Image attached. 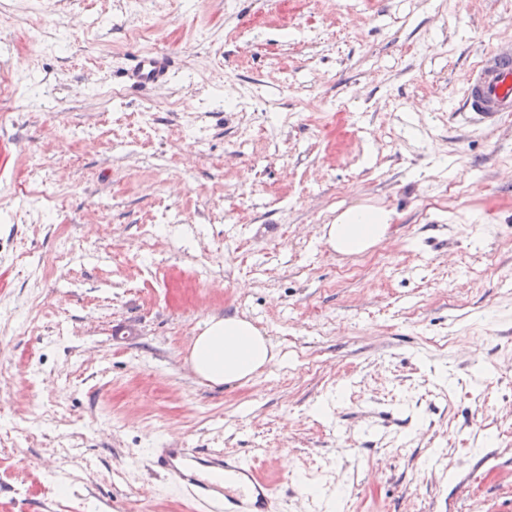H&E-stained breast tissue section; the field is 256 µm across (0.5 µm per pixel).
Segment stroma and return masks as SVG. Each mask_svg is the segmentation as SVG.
<instances>
[{"label":"stroma","instance_id":"obj_1","mask_svg":"<svg viewBox=\"0 0 512 512\" xmlns=\"http://www.w3.org/2000/svg\"><path fill=\"white\" fill-rule=\"evenodd\" d=\"M509 38L512 0H0V512H196L172 442L276 512H512V118L460 110ZM357 204L385 238L332 252ZM233 315L278 360L213 385ZM172 75L171 55L164 51H138L126 72L128 83L138 87H149L167 82ZM393 211L360 206L347 209L330 224L327 243L341 254H361L384 238ZM153 464L205 512H271L273 489L250 460L223 449L155 448ZM222 480H215V475ZM224 476V479H223Z\"/></svg>","mask_w":512,"mask_h":512}]
</instances>
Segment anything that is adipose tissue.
<instances>
[{"label": "adipose tissue", "instance_id": "obj_1", "mask_svg": "<svg viewBox=\"0 0 512 512\" xmlns=\"http://www.w3.org/2000/svg\"><path fill=\"white\" fill-rule=\"evenodd\" d=\"M393 220L389 210L360 206L347 209L329 226L327 242L341 254H360L384 238ZM275 359L267 339L249 321L226 317L210 321L197 336L191 360L195 372L221 385L248 378Z\"/></svg>", "mask_w": 512, "mask_h": 512}]
</instances>
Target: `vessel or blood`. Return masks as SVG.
<instances>
[{
  "label": "vessel or blood",
  "instance_id": "vessel-or-blood-1",
  "mask_svg": "<svg viewBox=\"0 0 512 512\" xmlns=\"http://www.w3.org/2000/svg\"><path fill=\"white\" fill-rule=\"evenodd\" d=\"M172 58L164 51L134 54L128 83L149 87L167 82ZM466 119L492 127L512 113V40L500 41L474 66L463 90ZM153 463L206 512H272L273 490L258 467L239 456L211 448L172 444L153 451Z\"/></svg>",
  "mask_w": 512,
  "mask_h": 512
}]
</instances>
